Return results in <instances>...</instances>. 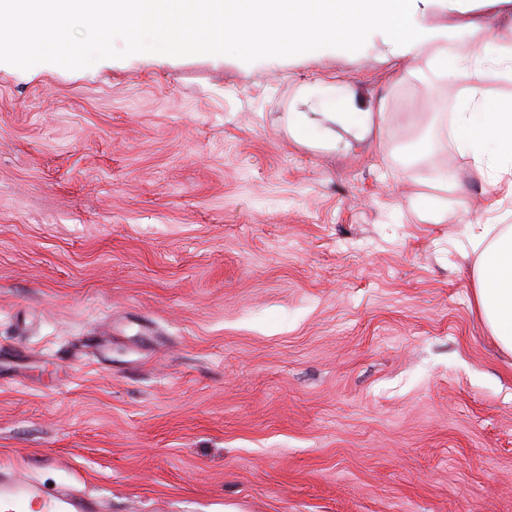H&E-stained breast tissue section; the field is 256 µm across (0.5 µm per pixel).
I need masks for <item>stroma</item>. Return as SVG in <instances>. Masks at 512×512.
<instances>
[{
	"instance_id": "35a3bbf8",
	"label": "stroma",
	"mask_w": 512,
	"mask_h": 512,
	"mask_svg": "<svg viewBox=\"0 0 512 512\" xmlns=\"http://www.w3.org/2000/svg\"><path fill=\"white\" fill-rule=\"evenodd\" d=\"M511 12L427 22L512 41ZM69 38L86 65L0 49V467L110 512H512L466 79L394 75L380 32L316 58ZM325 84L382 121L300 141Z\"/></svg>"
}]
</instances>
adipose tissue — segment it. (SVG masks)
Masks as SVG:
<instances>
[{
  "label": "adipose tissue",
  "instance_id": "obj_1",
  "mask_svg": "<svg viewBox=\"0 0 512 512\" xmlns=\"http://www.w3.org/2000/svg\"><path fill=\"white\" fill-rule=\"evenodd\" d=\"M431 0H0V45L21 42L28 51L47 50L68 63L82 52H66L72 20L104 35L126 30L141 35L154 53L167 54L207 41L213 48L246 46L318 55L328 45L348 49L371 32H384L395 66L420 57L448 81L465 77L469 86L452 115V134L462 153L491 185L512 196V99L487 100L482 91L488 63L512 74V43L485 41L469 51L448 46V34L426 24ZM27 16L50 20L56 38L20 29ZM315 112H292L288 125L300 139L322 134L335 140L337 129L369 132L372 108L360 107L353 90L323 96ZM478 251L475 305L491 336L512 354V225L479 223L470 240Z\"/></svg>",
  "mask_w": 512,
  "mask_h": 512
}]
</instances>
